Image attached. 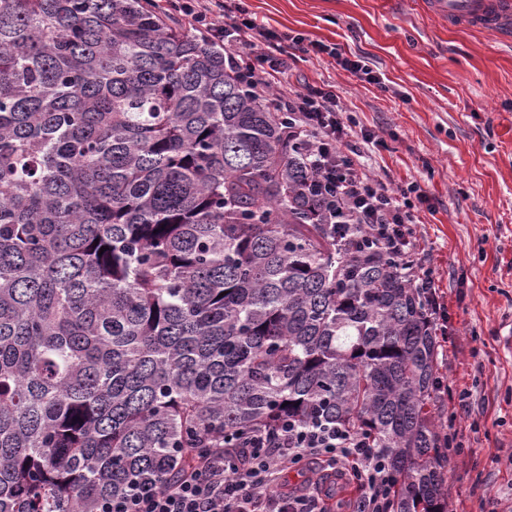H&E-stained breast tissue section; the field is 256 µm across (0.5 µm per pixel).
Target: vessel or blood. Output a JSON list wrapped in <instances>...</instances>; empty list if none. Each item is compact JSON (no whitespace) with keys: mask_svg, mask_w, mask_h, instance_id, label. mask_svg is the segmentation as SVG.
Here are the masks:
<instances>
[{"mask_svg":"<svg viewBox=\"0 0 512 512\" xmlns=\"http://www.w3.org/2000/svg\"><path fill=\"white\" fill-rule=\"evenodd\" d=\"M430 9L449 25L482 29L512 38V0H430Z\"/></svg>","mask_w":512,"mask_h":512,"instance_id":"b4317fda","label":"vessel or blood"}]
</instances>
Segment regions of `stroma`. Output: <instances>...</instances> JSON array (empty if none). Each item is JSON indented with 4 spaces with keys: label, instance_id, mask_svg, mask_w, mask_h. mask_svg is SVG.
Returning <instances> with one entry per match:
<instances>
[{
    "label": "stroma",
    "instance_id": "1",
    "mask_svg": "<svg viewBox=\"0 0 512 512\" xmlns=\"http://www.w3.org/2000/svg\"><path fill=\"white\" fill-rule=\"evenodd\" d=\"M245 3L259 22L338 44L379 74L376 86L326 56L289 61L291 86H334L373 173L425 195L417 247L448 313L434 412L459 443L444 468L448 512H481L488 497L512 512V42L451 26L424 0Z\"/></svg>",
    "mask_w": 512,
    "mask_h": 512
}]
</instances>
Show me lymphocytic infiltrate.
Wrapping results in <instances>:
<instances>
[{
    "label": "lymphocytic infiltrate",
    "mask_w": 512,
    "mask_h": 512,
    "mask_svg": "<svg viewBox=\"0 0 512 512\" xmlns=\"http://www.w3.org/2000/svg\"><path fill=\"white\" fill-rule=\"evenodd\" d=\"M165 8L204 28L211 41L223 44L228 62L238 65L255 94L269 99L277 111L290 113L308 144L307 162L319 196L339 201L348 223L362 225L386 254L412 253L419 186L388 187L366 169L359 151L347 148L353 129L331 87H288L292 51L328 55L360 81L379 84L365 57L299 34L276 33L259 23L243 0H165ZM242 446L245 453L239 456L215 444L180 481L150 483L104 499L98 512H323L318 492H290L280 484L286 469L308 459L332 474L350 466L361 491L357 512H392L396 475L366 438L328 424L301 426L284 419L254 432Z\"/></svg>",
    "instance_id": "1"
}]
</instances>
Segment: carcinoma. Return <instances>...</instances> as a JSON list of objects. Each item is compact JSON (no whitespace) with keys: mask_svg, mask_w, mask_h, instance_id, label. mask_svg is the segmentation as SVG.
Here are the masks:
<instances>
[{"mask_svg":"<svg viewBox=\"0 0 512 512\" xmlns=\"http://www.w3.org/2000/svg\"><path fill=\"white\" fill-rule=\"evenodd\" d=\"M291 125L148 0H0V512H98L282 416L447 512L429 301Z\"/></svg>","mask_w":512,"mask_h":512,"instance_id":"1","label":"carcinoma"}]
</instances>
